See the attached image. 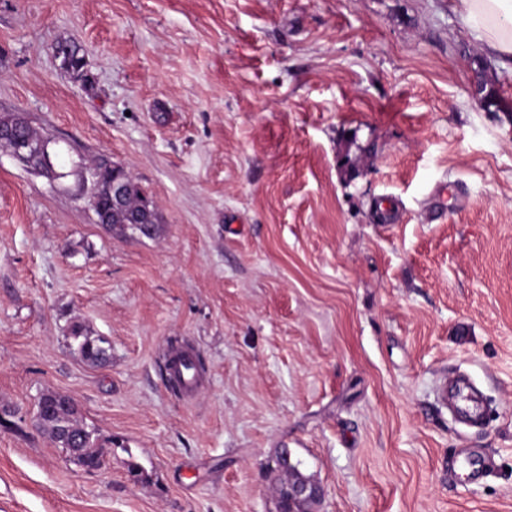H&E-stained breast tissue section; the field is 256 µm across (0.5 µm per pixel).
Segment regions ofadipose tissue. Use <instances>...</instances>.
<instances>
[{"mask_svg": "<svg viewBox=\"0 0 512 512\" xmlns=\"http://www.w3.org/2000/svg\"><path fill=\"white\" fill-rule=\"evenodd\" d=\"M453 9L476 40L512 62V0H453Z\"/></svg>", "mask_w": 512, "mask_h": 512, "instance_id": "adipose-tissue-1", "label": "adipose tissue"}]
</instances>
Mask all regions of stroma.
Listing matches in <instances>:
<instances>
[{
	"label": "stroma",
	"mask_w": 512,
	"mask_h": 512,
	"mask_svg": "<svg viewBox=\"0 0 512 512\" xmlns=\"http://www.w3.org/2000/svg\"><path fill=\"white\" fill-rule=\"evenodd\" d=\"M5 113L64 168L123 164L160 224L107 232L0 148V512H276L284 447L317 512H512V63L451 0H0ZM174 342L205 363L188 395ZM454 373L482 427L442 407ZM48 391L101 468L38 429ZM56 55L60 59L61 69L72 75H83L84 56L81 54V48L78 45L60 41L56 46ZM483 72H484V69L482 67H479L478 70L474 71L473 82H474L475 89H474V93H473V99L480 109L487 111V112H493L490 109L488 102L484 98L483 95H486L487 97L494 96L496 94L495 93L496 87H495V84L486 77L483 78V81H482ZM481 81H482V86H481ZM480 87H481L483 95L480 93ZM71 346L74 351L87 363L101 365L110 359L109 349L100 337L90 334L80 324H73L70 329Z\"/></svg>",
	"instance_id": "1"
}]
</instances>
